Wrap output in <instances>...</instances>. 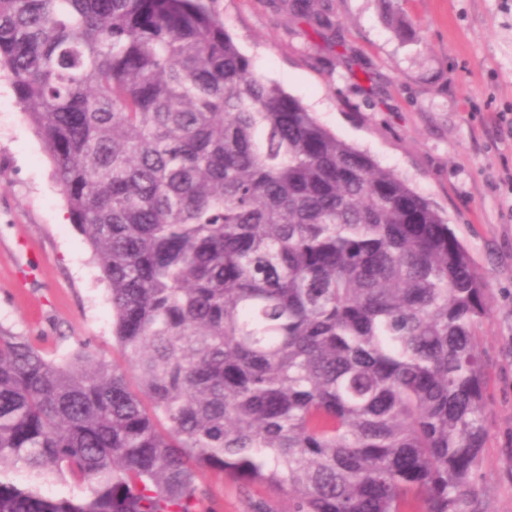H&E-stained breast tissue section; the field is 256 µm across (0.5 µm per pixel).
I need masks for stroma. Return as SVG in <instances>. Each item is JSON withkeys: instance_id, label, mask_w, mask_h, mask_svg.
Instances as JSON below:
<instances>
[{"instance_id": "stroma-1", "label": "stroma", "mask_w": 512, "mask_h": 512, "mask_svg": "<svg viewBox=\"0 0 512 512\" xmlns=\"http://www.w3.org/2000/svg\"><path fill=\"white\" fill-rule=\"evenodd\" d=\"M213 0L261 75L336 135L405 177L444 213L485 284L478 328L488 437L473 512H512V0ZM0 326L48 357L79 344L118 358L108 286L72 224L53 163L0 73ZM201 482L216 512H246L263 487Z\"/></svg>"}]
</instances>
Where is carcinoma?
Listing matches in <instances>:
<instances>
[{
    "label": "carcinoma",
    "instance_id": "1",
    "mask_svg": "<svg viewBox=\"0 0 512 512\" xmlns=\"http://www.w3.org/2000/svg\"><path fill=\"white\" fill-rule=\"evenodd\" d=\"M0 69L122 357L0 327V512H215L204 471L264 486L250 512H469L484 285L438 208L208 0H0Z\"/></svg>",
    "mask_w": 512,
    "mask_h": 512
}]
</instances>
